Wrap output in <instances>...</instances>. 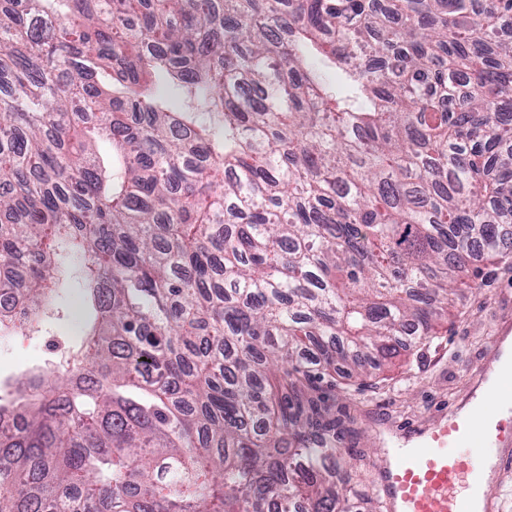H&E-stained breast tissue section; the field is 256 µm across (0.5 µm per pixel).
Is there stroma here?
<instances>
[{
    "label": "stroma",
    "mask_w": 512,
    "mask_h": 512,
    "mask_svg": "<svg viewBox=\"0 0 512 512\" xmlns=\"http://www.w3.org/2000/svg\"><path fill=\"white\" fill-rule=\"evenodd\" d=\"M478 267L472 292L457 302L454 316L440 322L430 342L362 370L337 364L312 382V396L336 419L345 459L365 474L361 489L369 499L363 512H386L378 483L387 450L403 441L405 425L429 428L468 407L486 379L492 342L512 331V257ZM68 302L69 319L49 326L46 334L0 336L1 380L60 356L84 315L79 289L71 290Z\"/></svg>",
    "instance_id": "stroma-1"
}]
</instances>
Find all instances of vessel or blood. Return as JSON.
<instances>
[{
	"mask_svg": "<svg viewBox=\"0 0 512 512\" xmlns=\"http://www.w3.org/2000/svg\"><path fill=\"white\" fill-rule=\"evenodd\" d=\"M493 411L476 402L463 414L409 432L410 447L393 449L381 493L387 512H496L497 494L480 491L477 454L512 442V394Z\"/></svg>",
	"mask_w": 512,
	"mask_h": 512,
	"instance_id": "vessel-or-blood-1",
	"label": "vessel or blood"
}]
</instances>
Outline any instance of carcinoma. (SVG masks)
<instances>
[{
    "mask_svg": "<svg viewBox=\"0 0 512 512\" xmlns=\"http://www.w3.org/2000/svg\"><path fill=\"white\" fill-rule=\"evenodd\" d=\"M503 19L0 0V333L65 319L74 286L86 309L0 383V512H352L336 422L283 392L435 335L474 252L512 251Z\"/></svg>",
    "mask_w": 512,
    "mask_h": 512,
    "instance_id": "obj_1",
    "label": "carcinoma"
}]
</instances>
